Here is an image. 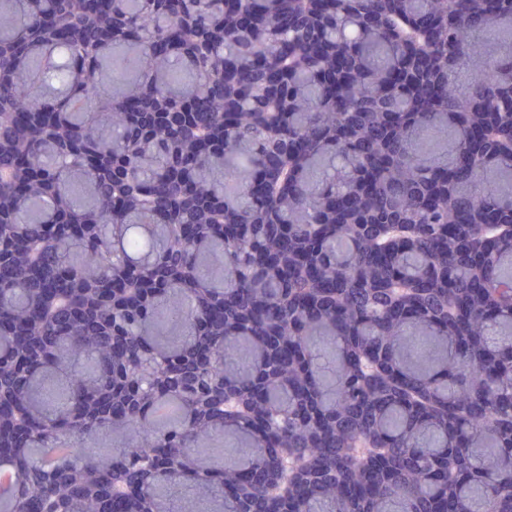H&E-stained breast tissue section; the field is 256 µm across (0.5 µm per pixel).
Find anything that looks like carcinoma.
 Wrapping results in <instances>:
<instances>
[{
  "instance_id": "carcinoma-1",
  "label": "carcinoma",
  "mask_w": 512,
  "mask_h": 512,
  "mask_svg": "<svg viewBox=\"0 0 512 512\" xmlns=\"http://www.w3.org/2000/svg\"><path fill=\"white\" fill-rule=\"evenodd\" d=\"M2 73L0 512H512V0H0Z\"/></svg>"
}]
</instances>
